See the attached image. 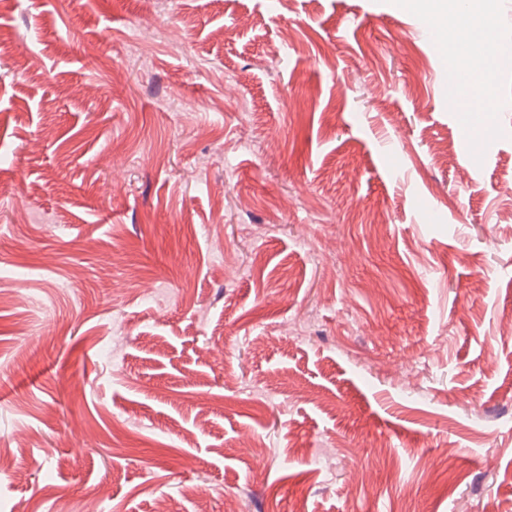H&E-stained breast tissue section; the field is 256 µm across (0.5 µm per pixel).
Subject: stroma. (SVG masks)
<instances>
[{
  "mask_svg": "<svg viewBox=\"0 0 512 512\" xmlns=\"http://www.w3.org/2000/svg\"><path fill=\"white\" fill-rule=\"evenodd\" d=\"M423 21L0 0V512H512V112ZM495 81V69L492 62L488 59L485 65L473 71L472 79L466 83L458 98L457 105L463 112H469L468 104L476 97L483 99L484 104L486 98L492 94ZM483 105L478 99L471 101V112H482Z\"/></svg>",
  "mask_w": 512,
  "mask_h": 512,
  "instance_id": "1",
  "label": "stroma"
}]
</instances>
